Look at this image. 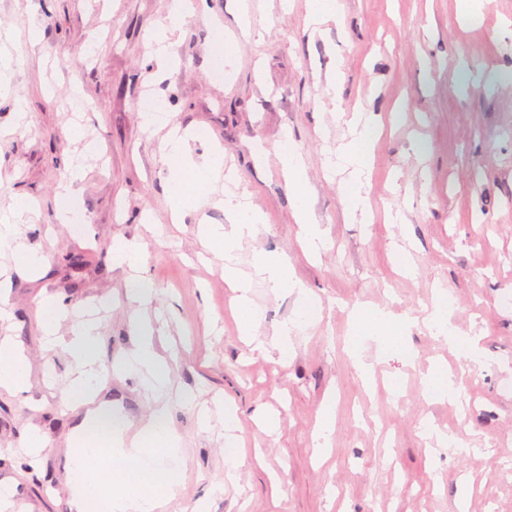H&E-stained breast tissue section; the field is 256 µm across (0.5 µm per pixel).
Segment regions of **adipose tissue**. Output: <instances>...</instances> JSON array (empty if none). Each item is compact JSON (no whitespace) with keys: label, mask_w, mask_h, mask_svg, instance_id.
<instances>
[{"label":"adipose tissue","mask_w":512,"mask_h":512,"mask_svg":"<svg viewBox=\"0 0 512 512\" xmlns=\"http://www.w3.org/2000/svg\"><path fill=\"white\" fill-rule=\"evenodd\" d=\"M362 126L358 139L341 144L336 150V162L349 171L341 185L350 210L366 208L364 190V156L376 127L373 116L358 115ZM190 132L172 130L167 142V160L177 177L167 197L169 220L184 223L189 212L198 210L211 192L215 178L224 167L221 151H210L203 164H195L186 152ZM282 171L294 198V218L300 224L307 249L319 253L327 240L316 224L308 199V178L293 140H286L281 153ZM224 213L227 225L204 224L200 233L207 245L224 255V279L239 291L237 308L240 325L254 350L275 353L279 361H287L293 350L291 336L309 313L315 300L300 290L293 279L288 258L282 254L263 253L256 260L257 274L264 276L270 287L290 289L298 294L295 315L274 331L272 339L262 338L261 312L247 295L248 282L238 267L236 244L254 236L263 222L260 211L246 193L234 190L224 192ZM31 210L29 199L19 198L8 208L0 210V255H11L16 265L30 272L38 271L43 258L36 251L22 248L16 242L15 229L26 223ZM37 315L46 342L60 347L82 366L67 389L73 407L84 409L78 424L77 443L74 446L66 481L72 490L77 512H88L89 502H96L97 512H155L162 500L171 498L180 485L175 468L147 463L146 455L156 457L174 454L178 436L168 426V411L155 409L141 426V446L137 452H124L122 422L107 421L105 413L94 409L93 403L100 391V380L94 365L97 361L100 336L89 322L77 319L69 335H60V323L66 317V308L54 296H43L37 303ZM407 324L404 318L386 309L357 310L352 314V338L360 340L376 337L387 348H394V339L403 335ZM140 336L136 348L123 360L115 363V370L140 380L143 387L153 392L163 391L170 382L167 362L154 350L153 330L150 325L137 323ZM30 360L21 344L10 336L0 337V389L15 393L27 391Z\"/></svg>","instance_id":"1"}]
</instances>
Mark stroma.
Masks as SVG:
<instances>
[{
    "label": "stroma",
    "mask_w": 512,
    "mask_h": 512,
    "mask_svg": "<svg viewBox=\"0 0 512 512\" xmlns=\"http://www.w3.org/2000/svg\"><path fill=\"white\" fill-rule=\"evenodd\" d=\"M167 4L0 0V43L13 58L0 88V208L19 197L35 202L19 235L44 258L38 273L8 271V333L31 369L28 391L0 392V480L29 512H73L64 465L77 415L66 390L77 366L44 349L36 303L51 295L75 311L106 300L100 369L133 349L134 313L154 326L158 353L172 361L171 390L153 394L112 373L101 395L135 424L167 405L180 438V486L164 512H512V310L500 306L512 292V0H485L476 25L461 16L469 0H339L317 32L306 24L309 0H209L188 18L162 72L148 34ZM243 7L258 37L240 35ZM219 66L228 78L216 77ZM147 96L170 125L198 133L188 145L193 161L220 147L225 170L262 211L256 235L239 245L242 269L251 271L257 252L287 255L321 303V318L294 335L287 364L251 353L223 262L198 236L199 223H225L218 196L184 223H167L173 174L165 129L142 122ZM357 109L381 125L366 158L367 223L346 215L341 177L325 168L328 151L353 137ZM288 138L328 240L316 256L302 248L281 173ZM88 141L96 154L83 153ZM72 165L84 172L76 224L60 219L59 186ZM118 239L141 251L139 274L155 290L147 305L126 297L131 273L112 263ZM401 251L408 266L397 272L392 258ZM441 290L459 334L478 339L474 363L426 325ZM251 297L269 335L292 317L297 295L257 277ZM377 307L409 317L415 360L364 340L362 358L377 380L368 390L351 357L348 312ZM438 360L467 366L445 398L428 394L426 374ZM392 379L403 380L401 397L383 390ZM184 391L211 405L207 423L180 401ZM327 405L334 428L321 456L316 434ZM261 410L277 420L272 434L255 423ZM228 412L244 448L263 451L232 473ZM431 427L448 438L433 455ZM34 432L47 450L31 465L21 450Z\"/></svg>",
    "instance_id": "35a3bbf8"
}]
</instances>
